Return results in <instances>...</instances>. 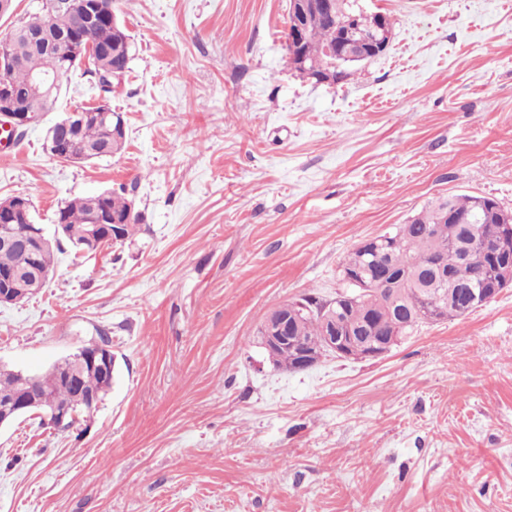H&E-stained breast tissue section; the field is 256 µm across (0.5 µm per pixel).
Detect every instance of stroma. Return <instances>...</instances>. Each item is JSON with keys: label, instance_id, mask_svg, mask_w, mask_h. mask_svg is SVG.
Wrapping results in <instances>:
<instances>
[{"label": "stroma", "instance_id": "stroma-1", "mask_svg": "<svg viewBox=\"0 0 512 512\" xmlns=\"http://www.w3.org/2000/svg\"><path fill=\"white\" fill-rule=\"evenodd\" d=\"M117 3L134 57L111 96L74 72L0 156V198L46 230L105 190L139 216L0 305V365L43 373L105 328L117 374L73 429L0 427V512H512V288L377 361L285 371L256 337L439 196L512 211V0H359L391 43L321 84L288 64V0ZM103 98L123 151L50 157L46 124Z\"/></svg>", "mask_w": 512, "mask_h": 512}]
</instances>
